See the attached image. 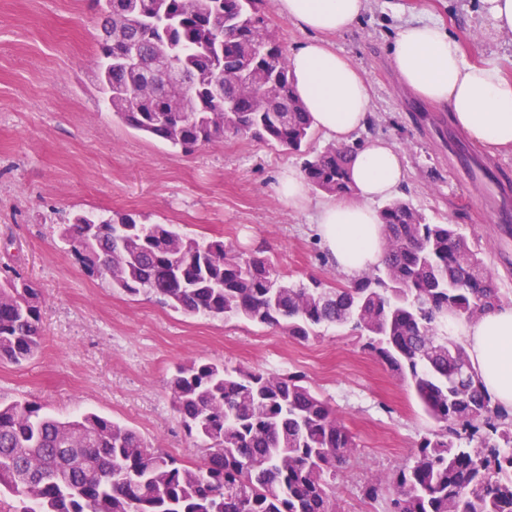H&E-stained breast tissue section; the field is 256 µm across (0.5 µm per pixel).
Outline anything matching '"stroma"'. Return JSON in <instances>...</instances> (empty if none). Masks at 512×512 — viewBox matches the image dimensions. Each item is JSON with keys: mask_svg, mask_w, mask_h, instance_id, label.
<instances>
[{"mask_svg": "<svg viewBox=\"0 0 512 512\" xmlns=\"http://www.w3.org/2000/svg\"><path fill=\"white\" fill-rule=\"evenodd\" d=\"M457 38L468 62L493 60L512 77V32L492 34L479 0H369L360 22L330 36L369 83L367 135L402 153L408 180L399 198L432 224H454L512 299V147H475L445 108L402 90L388 46L402 19L419 10ZM101 36L96 0H0V269L16 268L41 290L42 346L29 361H0V402H37L66 417L92 411L135 428L155 450L200 463L170 402L176 364L195 357L273 375H304L354 434L357 448L336 484L342 512H385L363 499L378 472L412 462L435 425L362 338L322 328L305 341L251 322L189 316L151 294L113 289L75 261L59 225L80 212L129 214L174 224L198 240H223L244 256L262 252L286 282L345 283L308 213L277 192L299 156L275 143L227 135L185 153L113 117L92 77ZM507 181L483 184L471 170Z\"/></svg>", "mask_w": 512, "mask_h": 512, "instance_id": "stroma-1", "label": "stroma"}]
</instances>
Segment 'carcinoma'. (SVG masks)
Segmentation results:
<instances>
[{"label":"carcinoma","instance_id":"obj_1","mask_svg":"<svg viewBox=\"0 0 512 512\" xmlns=\"http://www.w3.org/2000/svg\"><path fill=\"white\" fill-rule=\"evenodd\" d=\"M262 2L112 0L94 80L113 116L150 138L185 152L228 132L274 142L304 157L314 190L347 196L354 148L306 150L312 122ZM168 66L187 82L167 81ZM380 216L383 265L336 287L291 285L264 256L245 260L221 239L128 215L78 213L60 234L87 273L187 315L235 317L298 340L351 327L441 427L412 464L374 474L364 498L383 500L386 512H512V414L442 326L445 315L471 319L504 295L453 225L431 224L402 201ZM39 294L15 270L0 278V360L21 364L40 350ZM168 388L185 432L206 449L200 464L93 412L61 419L35 402L0 404V505L7 497L8 512H341L336 479L358 444L303 375L198 357L176 366Z\"/></svg>","mask_w":512,"mask_h":512}]
</instances>
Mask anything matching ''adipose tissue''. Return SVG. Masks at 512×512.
<instances>
[{"instance_id":"adipose-tissue-1","label":"adipose tissue","mask_w":512,"mask_h":512,"mask_svg":"<svg viewBox=\"0 0 512 512\" xmlns=\"http://www.w3.org/2000/svg\"><path fill=\"white\" fill-rule=\"evenodd\" d=\"M368 0H275L276 12L305 38L291 51L290 76L315 129L352 141L366 127L368 85L351 59L321 41L324 33L353 29ZM399 84L419 99L447 108L451 120L479 147L492 152L512 146V79L490 60L466 62L458 41L427 13L397 29L388 50ZM351 196L313 202L306 178L282 172L277 191L292 210L309 212L322 246L336 269L354 279L384 259L383 227L376 202L394 198L407 172L395 146L376 137L351 156ZM450 336L464 346L481 384L501 407L512 410V303L486 308L474 320L446 318Z\"/></svg>"}]
</instances>
